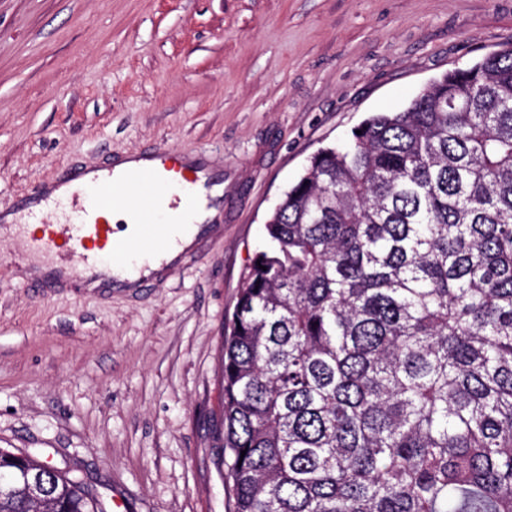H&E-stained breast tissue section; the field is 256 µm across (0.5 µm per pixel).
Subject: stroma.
I'll use <instances>...</instances> for the list:
<instances>
[{"label": "stroma", "mask_w": 512, "mask_h": 512, "mask_svg": "<svg viewBox=\"0 0 512 512\" xmlns=\"http://www.w3.org/2000/svg\"><path fill=\"white\" fill-rule=\"evenodd\" d=\"M512 46V0H0V207L146 147L230 168V219L140 295L37 296L0 232V448L127 512H230L224 337L318 149Z\"/></svg>", "instance_id": "1"}]
</instances>
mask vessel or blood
Masks as SVG:
<instances>
[{
    "instance_id": "b4317fda",
    "label": "vessel or blood",
    "mask_w": 512,
    "mask_h": 512,
    "mask_svg": "<svg viewBox=\"0 0 512 512\" xmlns=\"http://www.w3.org/2000/svg\"><path fill=\"white\" fill-rule=\"evenodd\" d=\"M74 209V223H49L51 207ZM131 210V236H117L106 213ZM229 213L224 170L203 151L145 148L112 165L71 168L12 205L0 224H36V247L46 252L30 286L103 294L155 287L208 243Z\"/></svg>"
}]
</instances>
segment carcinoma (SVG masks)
I'll use <instances>...</instances> for the list:
<instances>
[{
    "label": "carcinoma",
    "mask_w": 512,
    "mask_h": 512,
    "mask_svg": "<svg viewBox=\"0 0 512 512\" xmlns=\"http://www.w3.org/2000/svg\"><path fill=\"white\" fill-rule=\"evenodd\" d=\"M224 341L233 512H512V46L324 147ZM0 512H106L0 448Z\"/></svg>",
    "instance_id": "carcinoma-1"
}]
</instances>
